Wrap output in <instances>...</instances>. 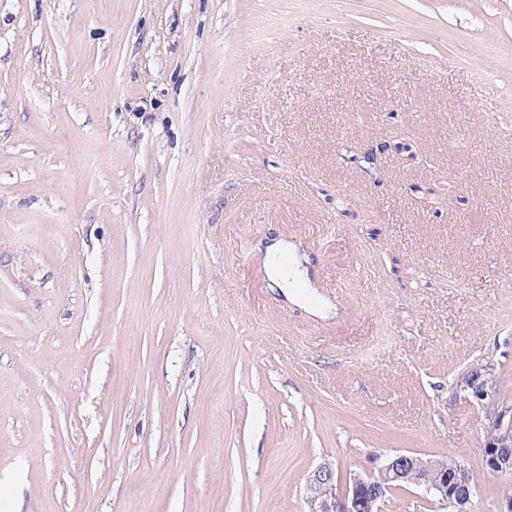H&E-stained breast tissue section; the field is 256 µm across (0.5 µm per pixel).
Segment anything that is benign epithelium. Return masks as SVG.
I'll return each instance as SVG.
<instances>
[{
    "label": "benign epithelium",
    "mask_w": 512,
    "mask_h": 512,
    "mask_svg": "<svg viewBox=\"0 0 512 512\" xmlns=\"http://www.w3.org/2000/svg\"><path fill=\"white\" fill-rule=\"evenodd\" d=\"M465 397L483 401L497 393V376L492 364H481L462 373L455 383ZM484 443L480 448L485 468L493 473L512 472V405L496 403L483 421ZM412 486L440 503L452 504L456 512H470L479 487L468 469L457 463L452 470L429 457L411 452L373 454L369 467L351 472L345 488L336 483L332 462L320 463L307 480V512H382L385 492Z\"/></svg>",
    "instance_id": "obj_1"
}]
</instances>
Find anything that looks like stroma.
<instances>
[{
    "mask_svg": "<svg viewBox=\"0 0 512 512\" xmlns=\"http://www.w3.org/2000/svg\"><path fill=\"white\" fill-rule=\"evenodd\" d=\"M486 362L512 0H0V512H305L399 451L496 512ZM289 269L291 270L294 276V279L291 282L288 281V274L283 273L281 268H279L278 266L270 264L269 268V273L273 282L279 287H281L286 295H288V289L305 287L308 281L306 273L299 269V266L295 261H292V264L289 267ZM296 281L299 284V286H295ZM497 382L494 365L487 363L462 373L456 380L455 388L465 398L472 396L483 401L497 393Z\"/></svg>",
    "mask_w": 512,
    "mask_h": 512,
    "instance_id": "35a3bbf8",
    "label": "stroma"
}]
</instances>
